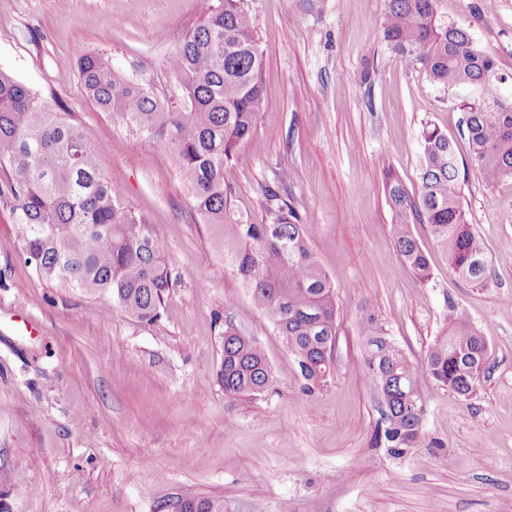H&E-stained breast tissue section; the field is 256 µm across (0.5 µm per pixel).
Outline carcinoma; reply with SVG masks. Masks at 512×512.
<instances>
[{
	"mask_svg": "<svg viewBox=\"0 0 512 512\" xmlns=\"http://www.w3.org/2000/svg\"><path fill=\"white\" fill-rule=\"evenodd\" d=\"M441 0H387L382 38L396 53L414 57L430 80L445 88L470 87L480 101L468 106L462 125L471 162L486 183L512 178V101L502 97L505 77L494 56L469 33L450 25ZM198 24L167 57L184 79L188 111L128 81L104 58L82 56L79 76L86 96L153 137L165 138L176 157L192 208L209 226L224 263L249 288L253 305L294 356L302 388L333 371L337 336L336 289L313 257L301 217L277 191L266 192L269 222L256 224L231 207L227 170L250 136L264 99V55L240 0H203ZM418 194L389 171L384 191L396 222V249L421 280L429 261L414 224L427 225L461 278L481 285L489 265L484 244L461 207L453 141L436 126L420 135ZM0 200L9 204L24 262L44 280L63 282L90 296H109L146 322L161 310L177 280L165 239L153 225L112 200L89 136L56 96H42L0 71ZM448 333L426 359L412 363L379 326L362 319L369 374L379 392L376 443L398 452L422 438L425 407L419 383L430 378L468 397L488 359V343L448 303ZM218 378L230 398L256 397L272 385L269 363L253 337L224 326Z\"/></svg>",
	"mask_w": 512,
	"mask_h": 512,
	"instance_id": "cac0c4a2",
	"label": "carcinoma"
}]
</instances>
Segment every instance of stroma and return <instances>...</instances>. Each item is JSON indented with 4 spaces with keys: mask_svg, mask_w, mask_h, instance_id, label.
I'll use <instances>...</instances> for the list:
<instances>
[{
    "mask_svg": "<svg viewBox=\"0 0 512 512\" xmlns=\"http://www.w3.org/2000/svg\"><path fill=\"white\" fill-rule=\"evenodd\" d=\"M265 52L266 93L228 169L235 211L268 220L265 189L298 210L336 287L335 368L312 392L201 224L165 140L89 100L77 63L96 54L125 79L183 106L168 54L199 20V0H0V69L57 95L88 133L112 198L166 239L178 283L160 318L138 320L37 275L0 203V504L8 512H160L220 499L224 512H512V178L490 185L470 162L463 110L381 37L385 0H244ZM448 23L492 53L512 96V0H444ZM456 143L459 190L490 260L484 285L458 278L426 225L414 228L433 276L400 259L383 174L409 190L425 125ZM456 307L486 338L469 398L430 379L424 440L377 445L378 394L361 322L373 314L423 361ZM234 324L274 378L229 399L217 372Z\"/></svg>",
    "mask_w": 512,
    "mask_h": 512,
    "instance_id": "35a3bbf8",
    "label": "stroma"
}]
</instances>
